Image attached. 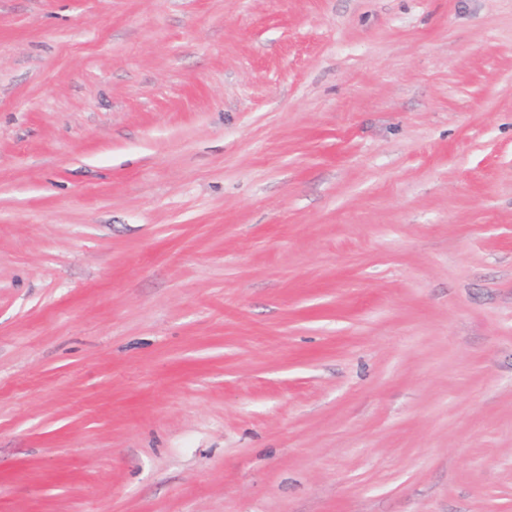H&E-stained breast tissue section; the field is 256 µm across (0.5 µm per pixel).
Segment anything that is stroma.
<instances>
[{"mask_svg": "<svg viewBox=\"0 0 512 512\" xmlns=\"http://www.w3.org/2000/svg\"><path fill=\"white\" fill-rule=\"evenodd\" d=\"M0 512H512V0H0Z\"/></svg>", "mask_w": 512, "mask_h": 512, "instance_id": "stroma-1", "label": "stroma"}]
</instances>
